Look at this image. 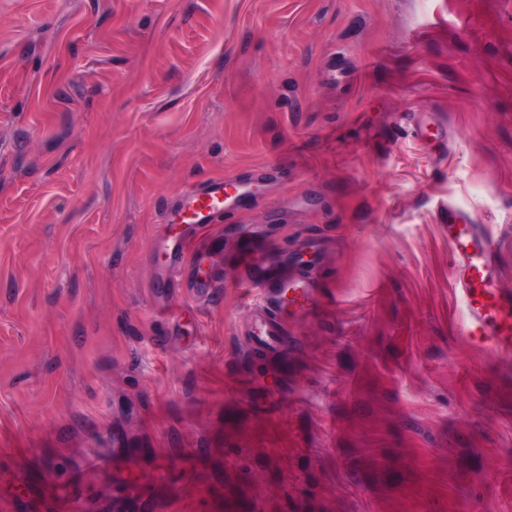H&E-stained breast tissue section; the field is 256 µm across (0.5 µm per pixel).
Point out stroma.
I'll return each mask as SVG.
<instances>
[{
    "instance_id": "obj_1",
    "label": "stroma",
    "mask_w": 512,
    "mask_h": 512,
    "mask_svg": "<svg viewBox=\"0 0 512 512\" xmlns=\"http://www.w3.org/2000/svg\"><path fill=\"white\" fill-rule=\"evenodd\" d=\"M263 165L167 278L180 193ZM452 205L512 290V0H0V512H512V354L460 334ZM243 225L285 271L317 245L272 357Z\"/></svg>"
}]
</instances>
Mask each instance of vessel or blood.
<instances>
[{"instance_id": "obj_1", "label": "vessel or blood", "mask_w": 512, "mask_h": 512, "mask_svg": "<svg viewBox=\"0 0 512 512\" xmlns=\"http://www.w3.org/2000/svg\"><path fill=\"white\" fill-rule=\"evenodd\" d=\"M277 177L275 169L264 166L254 169L247 178L215 177L184 190L167 215L168 224L180 225L181 231L158 243L170 258L166 274L178 271L185 257L193 253L196 234L222 217L249 210L258 184ZM448 245L451 281L466 310L463 336L477 347L512 352V291L499 285L497 249L491 233L452 209L448 212ZM244 280L258 289L264 304L262 314L249 330L253 345L275 354L288 344L283 307L304 314L317 293L315 282L305 268L289 276L281 274L275 261L247 263Z\"/></svg>"}]
</instances>
